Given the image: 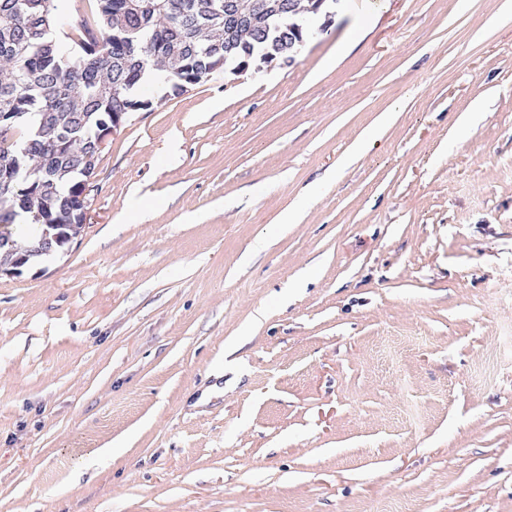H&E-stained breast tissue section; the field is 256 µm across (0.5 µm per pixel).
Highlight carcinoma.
I'll list each match as a JSON object with an SVG mask.
<instances>
[{
  "instance_id": "1",
  "label": "carcinoma",
  "mask_w": 512,
  "mask_h": 512,
  "mask_svg": "<svg viewBox=\"0 0 512 512\" xmlns=\"http://www.w3.org/2000/svg\"><path fill=\"white\" fill-rule=\"evenodd\" d=\"M62 0H0V125L11 131L28 124L20 148L0 152V223L28 214L32 223L77 224L78 188L89 171L99 124L114 112L150 105L141 80L149 57L173 66L172 94L205 81L217 69L248 67L255 54L265 62L283 57L306 33L292 21L253 0L257 36L224 47V0H96L94 18L74 26L80 52L70 57L50 38ZM99 34L103 47H88ZM36 161L33 168L27 162Z\"/></svg>"
}]
</instances>
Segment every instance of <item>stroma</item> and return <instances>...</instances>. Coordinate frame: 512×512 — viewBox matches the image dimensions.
Returning a JSON list of instances; mask_svg holds the SVG:
<instances>
[{
    "mask_svg": "<svg viewBox=\"0 0 512 512\" xmlns=\"http://www.w3.org/2000/svg\"><path fill=\"white\" fill-rule=\"evenodd\" d=\"M508 13L339 0L152 87L0 277V512H512Z\"/></svg>",
    "mask_w": 512,
    "mask_h": 512,
    "instance_id": "35a3bbf8",
    "label": "stroma"
}]
</instances>
